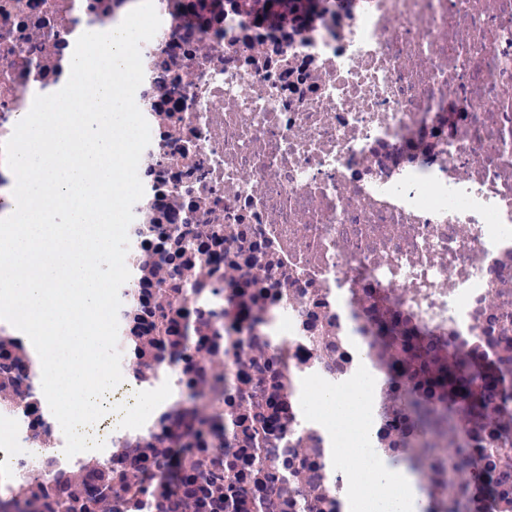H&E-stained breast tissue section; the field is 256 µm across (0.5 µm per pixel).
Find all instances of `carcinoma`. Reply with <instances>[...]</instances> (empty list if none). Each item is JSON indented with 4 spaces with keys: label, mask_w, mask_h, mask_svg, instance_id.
Here are the masks:
<instances>
[{
    "label": "carcinoma",
    "mask_w": 512,
    "mask_h": 512,
    "mask_svg": "<svg viewBox=\"0 0 512 512\" xmlns=\"http://www.w3.org/2000/svg\"><path fill=\"white\" fill-rule=\"evenodd\" d=\"M248 7L257 15L275 7L278 15L286 16L296 13L299 4L298 0H250ZM184 331L186 328L174 317L161 315L143 321L136 335L127 337L132 358L140 361L155 349L180 348L188 342L196 355H210L220 347L218 336L189 338ZM22 370L19 346L12 341L0 342V393L15 389ZM511 373L506 367L500 369L489 377L484 388L476 390L463 385L453 370H448V411L422 407L425 424L431 427L446 418L448 437H458L456 413L461 411L472 424H479L487 416L490 399L497 389L504 388ZM223 381L224 374L216 375L211 388L193 395L194 403H223L224 392L219 387ZM180 427L181 432L175 434L163 422L159 436L146 447L134 452L115 449L110 467L88 461L70 476L65 499L53 507L46 504L42 491L31 489L20 501L23 508L16 512H263V496L255 494L247 500L239 481L227 480L232 466L230 458L224 456V426L218 418L190 411L182 417ZM239 453L254 463L255 473L260 476L257 487L276 479L288 483V456L268 448H241Z\"/></svg>",
    "instance_id": "1"
}]
</instances>
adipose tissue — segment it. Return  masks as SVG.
<instances>
[{"label":"adipose tissue","instance_id":"1","mask_svg":"<svg viewBox=\"0 0 512 512\" xmlns=\"http://www.w3.org/2000/svg\"><path fill=\"white\" fill-rule=\"evenodd\" d=\"M371 502L373 512H417L418 489L401 468L373 469L367 481L346 492L347 506L360 500Z\"/></svg>","mask_w":512,"mask_h":512}]
</instances>
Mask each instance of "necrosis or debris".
Here are the masks:
<instances>
[{"mask_svg": "<svg viewBox=\"0 0 512 512\" xmlns=\"http://www.w3.org/2000/svg\"><path fill=\"white\" fill-rule=\"evenodd\" d=\"M138 0H0V143L56 92L74 35L104 29ZM283 21L236 0H154L161 25L141 46L136 103L151 142L138 175L120 290V336L145 294L172 292L168 316L220 332L231 450L284 448L294 491L272 485L265 512H344L357 448L418 455L430 512H512V399L462 440L428 434L418 396L448 389L407 362L411 346L463 365L512 359V0H317ZM366 378H359V364ZM24 397L0 403V501L42 485L55 500L82 455L65 438L25 358ZM210 365L176 349L141 370L122 362L116 403L170 383L138 429L96 430L137 447L174 425ZM360 392L369 437L342 431L335 397ZM487 469L495 494L472 483Z\"/></svg>", "mask_w": 512, "mask_h": 512, "instance_id": "obj_1", "label": "necrosis or debris"}]
</instances>
